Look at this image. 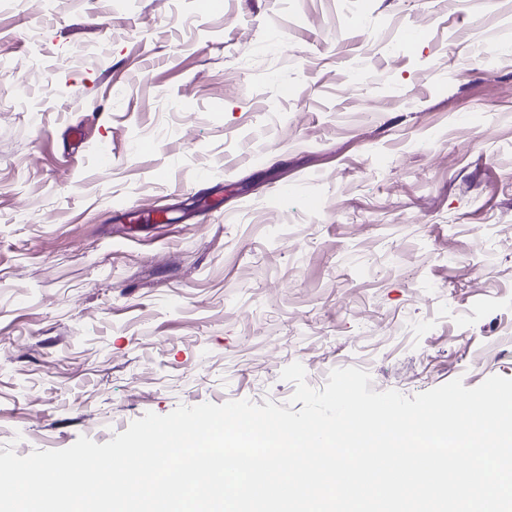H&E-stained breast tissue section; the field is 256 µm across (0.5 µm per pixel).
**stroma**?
<instances>
[{"label": "stroma", "mask_w": 512, "mask_h": 512, "mask_svg": "<svg viewBox=\"0 0 512 512\" xmlns=\"http://www.w3.org/2000/svg\"><path fill=\"white\" fill-rule=\"evenodd\" d=\"M0 49V449L512 378V0H0Z\"/></svg>", "instance_id": "stroma-1"}]
</instances>
